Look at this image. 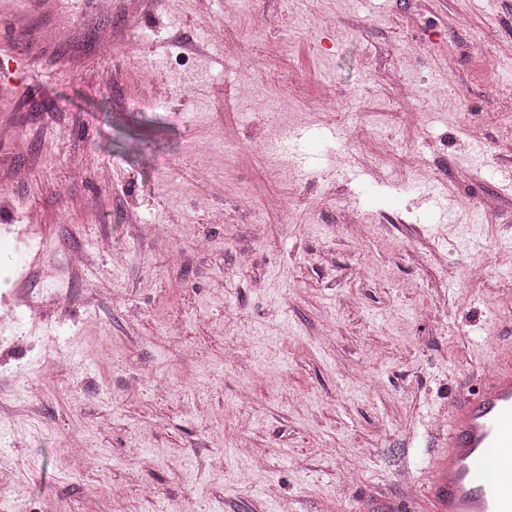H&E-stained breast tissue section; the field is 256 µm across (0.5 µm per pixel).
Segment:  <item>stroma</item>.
<instances>
[{
  "label": "stroma",
  "mask_w": 512,
  "mask_h": 512,
  "mask_svg": "<svg viewBox=\"0 0 512 512\" xmlns=\"http://www.w3.org/2000/svg\"><path fill=\"white\" fill-rule=\"evenodd\" d=\"M1 53L0 512H428L512 349V0H0Z\"/></svg>",
  "instance_id": "35a3bbf8"
}]
</instances>
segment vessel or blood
<instances>
[{"instance_id": "vessel-or-blood-1", "label": "vessel or blood", "mask_w": 512, "mask_h": 512, "mask_svg": "<svg viewBox=\"0 0 512 512\" xmlns=\"http://www.w3.org/2000/svg\"><path fill=\"white\" fill-rule=\"evenodd\" d=\"M428 471L430 512H512V357L453 396Z\"/></svg>"}]
</instances>
